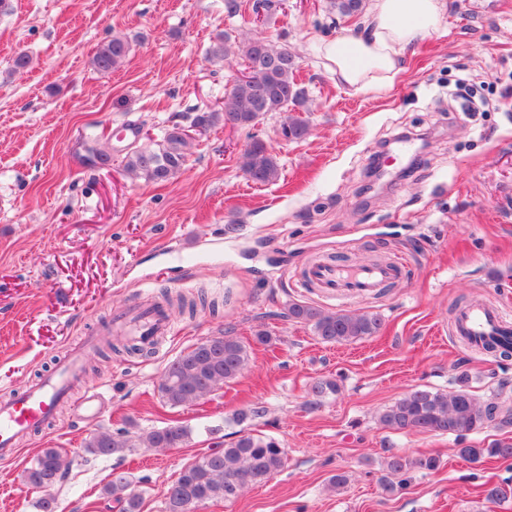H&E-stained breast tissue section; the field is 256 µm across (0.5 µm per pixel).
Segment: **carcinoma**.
Returning a JSON list of instances; mask_svg holds the SVG:
<instances>
[{
  "label": "carcinoma",
  "instance_id": "obj_1",
  "mask_svg": "<svg viewBox=\"0 0 512 512\" xmlns=\"http://www.w3.org/2000/svg\"><path fill=\"white\" fill-rule=\"evenodd\" d=\"M328 8L339 17L362 14L364 0H328ZM124 36H114L103 42L93 58V65L108 72L118 68L130 52ZM214 57L238 55L258 71L256 81L234 80L222 110L197 113L192 125L206 130L219 121H232L240 128L255 127L269 112H287L288 121L282 131L287 140H301L309 132L308 122L293 114L295 107L307 100L306 90L297 79L298 57L286 46L275 45L263 38H253L236 44L229 37L219 39L210 49ZM192 137L185 126L174 123L166 128L163 143L158 148L132 145L123 158L126 170L150 183L173 179L183 168ZM244 174L258 183L273 184L279 178V168L273 155L260 139L252 140L240 157ZM286 318L311 325L324 343H353L376 335L382 318L373 312H329L312 305L290 302ZM249 362V345L229 332L212 336L180 352L167 366L159 390L165 404L180 407L205 399L237 379ZM468 375L458 377L460 386L450 393L416 388L406 392L378 415V423L391 431H418L434 435L463 438L488 427H512V409L495 402L476 401L465 388ZM334 379H319L309 390V408L318 407L323 398L336 393ZM264 409H239L234 420L242 426L237 438L222 448H210L183 468L165 490L166 512H190L198 504L214 500L234 501L249 487L266 482L281 471L286 463V450L273 436L256 432L252 421L261 417ZM190 430L179 423H170L145 433L126 428L99 430L85 442V451L95 457L124 456L131 448H153L166 451L186 442ZM461 456L480 461L486 457L512 459V440H498L486 447L470 446L459 449ZM432 469L436 461H413L407 456L393 455L386 469L401 477L394 483L385 481L383 491L395 492L415 467ZM68 472L59 449L43 448L27 470L30 484L51 489L62 482ZM104 492L109 500L120 505L121 512H141L140 494L132 490V480L124 472L112 473Z\"/></svg>",
  "mask_w": 512,
  "mask_h": 512
}]
</instances>
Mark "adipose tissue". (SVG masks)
<instances>
[{
  "instance_id": "obj_1",
  "label": "adipose tissue",
  "mask_w": 512,
  "mask_h": 512,
  "mask_svg": "<svg viewBox=\"0 0 512 512\" xmlns=\"http://www.w3.org/2000/svg\"><path fill=\"white\" fill-rule=\"evenodd\" d=\"M447 10L446 0H370L361 33L317 43L314 54L348 92L387 89L407 47L438 33Z\"/></svg>"
}]
</instances>
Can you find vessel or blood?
Segmentation results:
<instances>
[{"label":"vessel or blood","instance_id":"1","mask_svg":"<svg viewBox=\"0 0 512 512\" xmlns=\"http://www.w3.org/2000/svg\"><path fill=\"white\" fill-rule=\"evenodd\" d=\"M401 264L395 262L340 266L323 261L307 266L301 281L308 287L332 295H369L397 279ZM119 325L125 335L142 345H150L156 336L168 334L167 313L153 312L139 319L122 317ZM455 330L471 348L484 349L497 342L512 340V322L494 307L473 305L457 311ZM80 374L79 357H71L50 375L33 383L24 393L0 402V458L14 457L21 437L45 428L70 384Z\"/></svg>","mask_w":512,"mask_h":512}]
</instances>
